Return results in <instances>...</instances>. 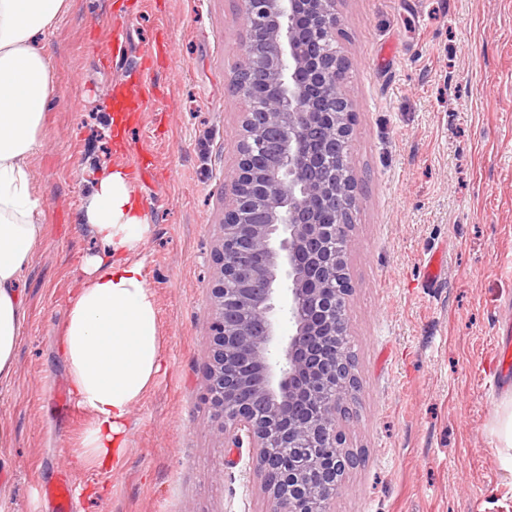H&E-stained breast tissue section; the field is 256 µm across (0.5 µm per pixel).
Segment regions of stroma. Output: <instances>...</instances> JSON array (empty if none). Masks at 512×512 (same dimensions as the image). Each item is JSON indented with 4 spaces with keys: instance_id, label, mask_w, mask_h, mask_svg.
<instances>
[{
    "instance_id": "35a3bbf8",
    "label": "stroma",
    "mask_w": 512,
    "mask_h": 512,
    "mask_svg": "<svg viewBox=\"0 0 512 512\" xmlns=\"http://www.w3.org/2000/svg\"><path fill=\"white\" fill-rule=\"evenodd\" d=\"M124 56L98 53L109 26ZM247 22L239 0H71L47 37L56 97L32 161L44 243L23 289L25 334L0 384V512H52L60 474L77 512H269L252 451H226L204 400L212 251L238 163L242 97L231 89ZM158 44L156 55L145 47ZM336 47L355 117L357 184L348 350L359 389L342 423L358 457L330 512H512V473L495 449L512 393L497 364L512 345V0H336ZM162 102L130 137L151 150L138 198L160 211L141 243L163 345L160 373L131 415L110 473L76 467L88 420L63 411L54 349L75 274L96 244L80 214L85 168L119 164L109 100L142 69ZM441 253L426 287L422 263ZM76 482L69 474L61 475L55 484L45 488L48 500L53 504L54 512H74Z\"/></svg>"
}]
</instances>
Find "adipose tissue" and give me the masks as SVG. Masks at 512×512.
I'll use <instances>...</instances> for the list:
<instances>
[{"instance_id": "ef3b65f1", "label": "adipose tissue", "mask_w": 512, "mask_h": 512, "mask_svg": "<svg viewBox=\"0 0 512 512\" xmlns=\"http://www.w3.org/2000/svg\"><path fill=\"white\" fill-rule=\"evenodd\" d=\"M69 0H0V382L25 332V272L43 244L31 163L56 93L46 34ZM82 222L98 248L83 261L55 338L70 392L89 423L77 465L109 470L127 452L131 409L162 366L158 312L141 242L149 218L125 169L87 170Z\"/></svg>"}]
</instances>
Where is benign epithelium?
Returning <instances> with one entry per match:
<instances>
[{"label":"benign epithelium","mask_w":512,"mask_h":512,"mask_svg":"<svg viewBox=\"0 0 512 512\" xmlns=\"http://www.w3.org/2000/svg\"><path fill=\"white\" fill-rule=\"evenodd\" d=\"M248 33L232 85L247 102L215 273L205 400L226 448L253 449L271 512H329L353 459L339 420L356 388L345 346L350 283L336 282L351 246L348 224L321 213L352 208L356 185L338 145L353 122L335 42L336 0H242ZM271 89L253 95L250 84ZM250 233L241 235V225ZM340 239L342 251L329 241ZM288 333H283V321ZM246 355L250 379L227 371Z\"/></svg>","instance_id":"benign-epithelium-1"}]
</instances>
